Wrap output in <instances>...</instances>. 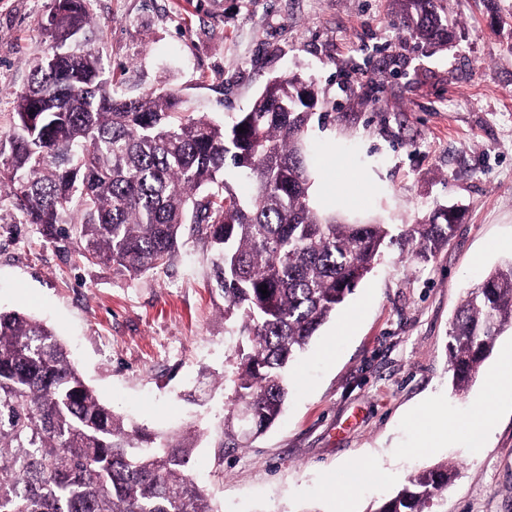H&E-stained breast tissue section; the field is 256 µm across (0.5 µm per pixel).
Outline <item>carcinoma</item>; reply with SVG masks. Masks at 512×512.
Instances as JSON below:
<instances>
[{
    "label": "carcinoma",
    "mask_w": 512,
    "mask_h": 512,
    "mask_svg": "<svg viewBox=\"0 0 512 512\" xmlns=\"http://www.w3.org/2000/svg\"><path fill=\"white\" fill-rule=\"evenodd\" d=\"M90 0H53L51 44L0 135V194L28 224L91 264L135 277L168 265L185 225L213 254L224 319L239 340L224 373L221 447H246L282 413L286 372L384 249L426 260L451 236L442 209L392 233L311 205L306 133L318 102L297 76L266 84L230 124L187 111L173 91L127 98L89 30ZM431 49L451 43L443 0H394ZM244 132H238L239 127ZM240 171L241 197L226 179ZM267 286L268 294L259 292ZM512 329V261L467 291L449 328L456 390ZM196 431L147 432L103 404L46 323L0 309V512H215L191 471ZM457 470L410 476L373 512H442Z\"/></svg>",
    "instance_id": "1"
}]
</instances>
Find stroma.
<instances>
[{"mask_svg": "<svg viewBox=\"0 0 512 512\" xmlns=\"http://www.w3.org/2000/svg\"><path fill=\"white\" fill-rule=\"evenodd\" d=\"M51 0H0V131L50 38ZM455 38L429 53L393 0H91L120 92H178L217 122L265 85L297 74L318 104L308 130L312 197L343 167L362 180L351 223L459 221L425 262L386 250L288 370L280 420L224 451V369L237 343L210 248L182 233L172 264L138 277L79 261L0 202V307L45 321L100 400L155 434L194 425L192 473L216 512H370L407 478L451 463L446 512H512V400L488 379L512 331L463 392L452 388L448 330L465 293L512 260V0H444ZM357 322L346 334L344 318ZM488 402L489 431L473 432ZM451 431L422 448L420 418Z\"/></svg>", "mask_w": 512, "mask_h": 512, "instance_id": "1", "label": "stroma"}]
</instances>
